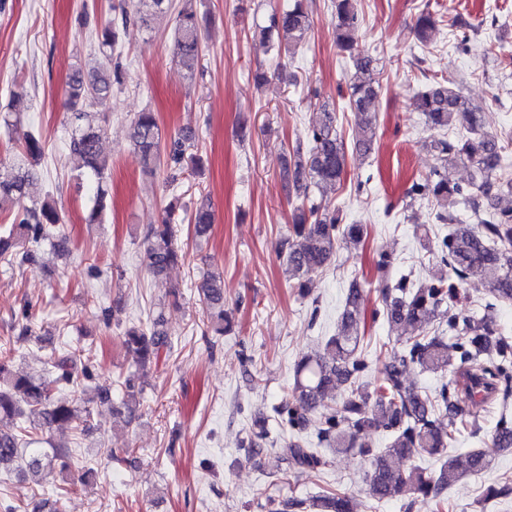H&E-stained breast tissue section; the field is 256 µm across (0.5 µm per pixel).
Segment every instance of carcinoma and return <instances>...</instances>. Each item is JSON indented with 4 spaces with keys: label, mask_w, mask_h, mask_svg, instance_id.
Segmentation results:
<instances>
[{
    "label": "carcinoma",
    "mask_w": 512,
    "mask_h": 512,
    "mask_svg": "<svg viewBox=\"0 0 512 512\" xmlns=\"http://www.w3.org/2000/svg\"><path fill=\"white\" fill-rule=\"evenodd\" d=\"M362 0H333L336 44L349 53L356 68L349 81V107L355 113L361 135L352 145L344 141L336 112L322 109L306 121L308 148H292L293 180L302 192V203L294 210L288 237L280 242L284 274L291 287L305 295L306 282L323 271L336 255L340 244L362 241L361 224H339L336 214L320 209L312 194L342 183L351 153L367 155L373 150L379 126L377 102L379 70L376 59L356 52L359 6ZM114 14L103 26L90 31L97 45L94 66L76 69L66 82L65 107L71 132L68 150L77 162L92 193L93 206L88 224L101 223L104 203L109 196L106 175L110 158L102 148L104 127L100 114L112 100L114 87L125 82L120 40L125 29L138 23L151 29L152 20L171 15L174 24L173 57L189 73H194L202 54L204 26L191 0L178 10L173 0H144L131 11L126 0L112 6ZM312 22L307 0H289L288 7L274 9L268 24L259 27L265 43H285L297 48L303 44ZM436 27L433 15L423 10L415 23L421 42L430 40ZM412 110L421 114L433 131L428 141L441 166L460 163L471 169L466 185L450 184L435 169L412 180L406 197L426 201L435 208V219L449 227L448 234L435 240L424 235L422 247L437 255V264L420 284L403 275L379 289L382 308L372 317L383 316L398 326L407 324L414 335L401 342V349L390 353V361L374 383H363L370 363L361 355L366 324L363 291L358 284L349 289L346 308L336 334L326 339L323 351L303 358L295 368L294 380L274 407L278 427L291 433L283 441L281 457L297 470L321 471L329 460L308 447L311 433L317 443L337 453H352L368 461L365 482L370 497L377 501L409 497L406 509L422 501L437 512L445 508L448 489L460 479L487 469L492 456L512 448V336L498 327L497 306L512 304V208L499 209L486 216L478 197L490 199L508 190L512 178L503 167L504 147L487 131L479 113L471 109L462 94L461 83L452 75H434L412 97ZM8 134L16 136L28 158L26 168L10 180H0V209L10 203L17 214L0 226V260L23 268L36 263L37 250L58 234L61 211L51 195L34 194L42 181L45 145L32 130L19 131L20 118L10 113L0 116ZM129 139L138 153L143 171L155 173L165 168L169 177L188 161L195 172L200 159L187 154L188 137L179 136L162 143L156 113L145 110L131 121ZM175 206L165 207L160 224L146 228L141 262L157 281L184 259L175 244L171 224ZM189 223L197 236L209 234L215 211L209 196L201 197L192 210ZM478 278L489 287L491 300L482 314H466L456 309L463 285ZM207 318L214 334L223 335L229 326L224 310V282L213 272L203 275L199 284ZM162 316L149 326H133L124 332V342L135 354L134 369L121 382L122 405L133 418L140 405L145 378L157 366L162 353L172 347V339L159 329ZM457 353V365L448 371V349ZM11 349L0 350V468L20 464L24 480L36 483L54 469L64 473L75 466L69 447L53 445L51 451L37 447L55 426H70L84 432L81 424L90 417V405L110 399V389L97 386L88 390L93 379L88 363L76 353L54 360L37 376L12 372ZM414 370L439 373L446 377L435 396L421 393L407 384L406 375ZM345 390L341 401L332 405L336 388ZM69 388L77 397H59ZM467 398L470 407L458 406ZM492 403L501 411L490 434V445L448 456L457 436L477 429L478 409ZM323 411L318 413V406ZM381 431L388 446L376 450L365 441V434ZM423 457L440 461L426 470L416 464ZM354 512L353 495L341 488L325 489L310 501L265 496L263 512Z\"/></svg>",
    "instance_id": "obj_1"
}]
</instances>
